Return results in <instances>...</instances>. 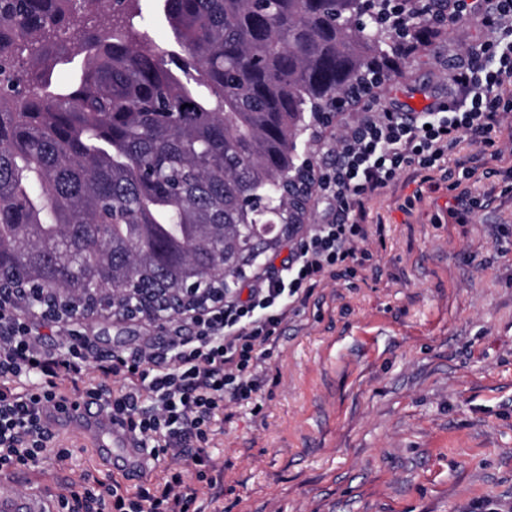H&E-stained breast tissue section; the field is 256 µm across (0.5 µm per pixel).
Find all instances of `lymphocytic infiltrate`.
<instances>
[{
  "label": "lymphocytic infiltrate",
  "mask_w": 512,
  "mask_h": 512,
  "mask_svg": "<svg viewBox=\"0 0 512 512\" xmlns=\"http://www.w3.org/2000/svg\"><path fill=\"white\" fill-rule=\"evenodd\" d=\"M471 19L485 37L449 69L447 98L415 116L367 100L316 171L321 220L292 238L279 265L254 276L246 297H229L194 319V336L175 329L163 346L131 354L97 356L85 344L50 353L29 324L1 312L0 465L49 455L65 464L66 455L50 452L43 407L74 395L103 402L152 458L176 467L152 491L132 494L116 482L85 489L91 512H185L197 497L178 469L185 460L209 489L220 486L208 453L213 419L226 401L250 400L261 389V362L296 305L327 281L356 278L372 261L364 247L370 202L404 174L431 190L445 182L455 193L448 216L465 224L475 204L466 183L475 175L487 181L485 199L512 192V166L502 164L512 150V0H450L449 22ZM464 142L471 153L450 160ZM114 379L119 388L111 387Z\"/></svg>",
  "instance_id": "f902f5d3"
}]
</instances>
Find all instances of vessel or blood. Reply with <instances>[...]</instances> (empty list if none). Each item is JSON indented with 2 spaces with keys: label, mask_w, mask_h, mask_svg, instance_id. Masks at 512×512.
<instances>
[{
  "label": "vessel or blood",
  "mask_w": 512,
  "mask_h": 512,
  "mask_svg": "<svg viewBox=\"0 0 512 512\" xmlns=\"http://www.w3.org/2000/svg\"><path fill=\"white\" fill-rule=\"evenodd\" d=\"M76 416L82 428L93 431L91 445L102 459L118 455L129 469L139 467L143 451L135 436L126 427L113 422L101 403L80 401ZM0 512H54V504L47 494L19 491L12 481L4 479L0 481Z\"/></svg>",
  "instance_id": "1"
}]
</instances>
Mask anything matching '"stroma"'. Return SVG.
Wrapping results in <instances>:
<instances>
[{
	"instance_id": "1",
	"label": "stroma",
	"mask_w": 512,
	"mask_h": 512,
	"mask_svg": "<svg viewBox=\"0 0 512 512\" xmlns=\"http://www.w3.org/2000/svg\"><path fill=\"white\" fill-rule=\"evenodd\" d=\"M482 38L447 27L428 50L397 57L377 89L384 106L424 112L448 95V70ZM416 182L370 204L372 266L316 288L289 315L265 359L266 382L228 401L209 453L222 493L200 488L189 512H472L484 499L512 512V196L451 224L446 189L400 205ZM96 353H129L166 336L147 322L88 330ZM66 466H9L24 491L77 512L86 479L129 491L161 482L97 458L74 421L59 426Z\"/></svg>"
}]
</instances>
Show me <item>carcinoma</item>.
I'll return each instance as SVG.
<instances>
[{"instance_id":"1","label":"carcinoma","mask_w":512,"mask_h":512,"mask_svg":"<svg viewBox=\"0 0 512 512\" xmlns=\"http://www.w3.org/2000/svg\"><path fill=\"white\" fill-rule=\"evenodd\" d=\"M0 0V289L124 306L242 278L302 223L303 135L389 79L447 0Z\"/></svg>"}]
</instances>
